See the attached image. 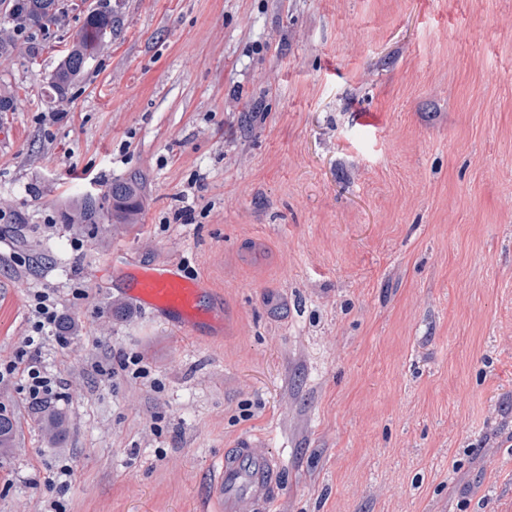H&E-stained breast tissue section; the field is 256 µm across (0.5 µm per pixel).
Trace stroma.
<instances>
[{"mask_svg":"<svg viewBox=\"0 0 512 512\" xmlns=\"http://www.w3.org/2000/svg\"><path fill=\"white\" fill-rule=\"evenodd\" d=\"M64 3L35 56L0 59V362L58 295L67 435L0 382V512H203L245 435L282 464L269 512H512V0ZM134 173V227L62 223ZM132 262L206 280L221 337L129 303ZM121 23V14L115 8L103 7L89 12L76 38L47 78L48 87L56 99L63 101L67 97L71 86L82 77L85 65L96 56L88 54L100 52ZM20 423L16 414L0 405V455L7 454L16 444Z\"/></svg>","mask_w":512,"mask_h":512,"instance_id":"obj_1","label":"stroma"}]
</instances>
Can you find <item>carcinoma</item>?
<instances>
[{
    "mask_svg": "<svg viewBox=\"0 0 512 512\" xmlns=\"http://www.w3.org/2000/svg\"><path fill=\"white\" fill-rule=\"evenodd\" d=\"M9 25L0 26V58L31 55L35 52L26 32L48 30L62 18L60 0H8ZM118 10L104 7L89 12L76 38L60 57L49 74L47 84L54 97L60 101L82 77L86 56L100 52L107 38L121 27ZM143 206V182L133 175L110 183L103 198L84 196L67 206L60 213L64 224H77L86 228L97 224L101 210L107 209L113 224H135ZM38 422L48 435V443L56 444L66 435L62 416L49 406H37ZM20 423L16 414L0 405V455L8 453L16 444Z\"/></svg>",
    "mask_w": 512,
    "mask_h": 512,
    "instance_id": "carcinoma-1",
    "label": "carcinoma"
}]
</instances>
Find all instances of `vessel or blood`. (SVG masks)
<instances>
[{"instance_id": "b4317fda", "label": "vessel or blood", "mask_w": 512, "mask_h": 512, "mask_svg": "<svg viewBox=\"0 0 512 512\" xmlns=\"http://www.w3.org/2000/svg\"><path fill=\"white\" fill-rule=\"evenodd\" d=\"M209 294L204 281L183 277L172 263L133 268L125 290L136 306L181 329L199 323L222 326V308L209 304ZM279 477L277 461L260 451L258 440L241 437L216 468L211 512H237L244 499L250 501L254 512H267Z\"/></svg>"}]
</instances>
